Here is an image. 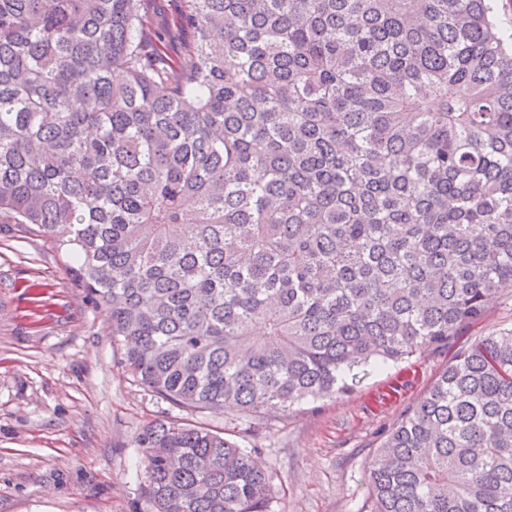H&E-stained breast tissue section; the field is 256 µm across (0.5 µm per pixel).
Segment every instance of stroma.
<instances>
[{"instance_id":"stroma-1","label":"stroma","mask_w":512,"mask_h":512,"mask_svg":"<svg viewBox=\"0 0 512 512\" xmlns=\"http://www.w3.org/2000/svg\"><path fill=\"white\" fill-rule=\"evenodd\" d=\"M73 257L0 224V512H132L143 475L135 437L177 420L223 432L257 458L270 512H371L367 462L458 347L512 326V291L448 349L356 371L350 392L272 415L192 412L128 375L97 298L72 285Z\"/></svg>"}]
</instances>
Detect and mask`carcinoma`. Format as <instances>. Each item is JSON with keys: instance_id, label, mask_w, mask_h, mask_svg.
<instances>
[{"instance_id": "obj_1", "label": "carcinoma", "mask_w": 512, "mask_h": 512, "mask_svg": "<svg viewBox=\"0 0 512 512\" xmlns=\"http://www.w3.org/2000/svg\"><path fill=\"white\" fill-rule=\"evenodd\" d=\"M0 0V221L79 257L126 371L252 415L446 345L512 290L499 0ZM136 512H269L256 449L169 420ZM372 512H512V329L368 462Z\"/></svg>"}]
</instances>
